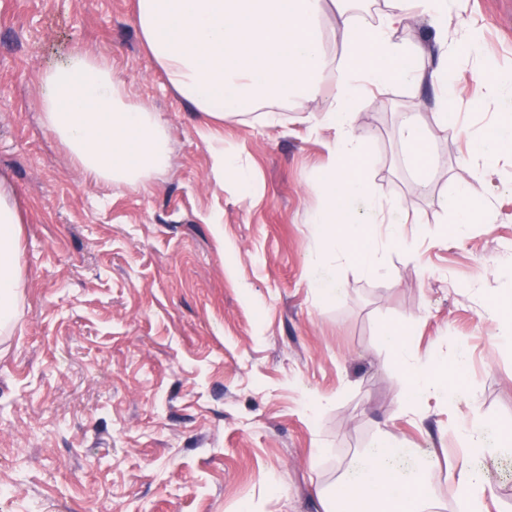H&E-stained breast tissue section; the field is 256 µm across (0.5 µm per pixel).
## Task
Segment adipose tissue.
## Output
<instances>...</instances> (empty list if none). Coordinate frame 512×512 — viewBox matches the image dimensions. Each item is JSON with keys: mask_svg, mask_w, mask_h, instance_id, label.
Returning a JSON list of instances; mask_svg holds the SVG:
<instances>
[{"mask_svg": "<svg viewBox=\"0 0 512 512\" xmlns=\"http://www.w3.org/2000/svg\"><path fill=\"white\" fill-rule=\"evenodd\" d=\"M334 2L336 25L323 24L327 2ZM367 0H137L134 22L155 64L172 89L197 112L205 128L223 125L258 101L317 99L331 70L340 79L335 98L316 114L317 123L334 129V161L315 189L321 204L312 222L316 235L341 252L358 254L365 270L379 269L380 240L374 229L385 225L396 238L399 225L387 221L364 173L370 165L366 135L357 123L358 103L367 90L385 91L393 82L436 89L439 126L452 122L457 85L449 58L466 57L479 45L480 33L448 23L452 0H385L376 22H368ZM426 18L430 39L408 45L399 37L406 24ZM338 45L330 54L329 45ZM41 109L45 128L72 160L95 179L125 185L144 183L169 165L165 121L148 105L134 101L102 58L74 53L42 77ZM512 150V116L471 142L477 173L499 154ZM21 204L10 181L0 176V333L16 318L23 288L20 239ZM396 325L383 332L397 362L405 368L410 392L401 409L411 413L419 396L462 398L459 383L436 375L435 355L420 358L403 343ZM464 463L453 474L456 498L465 512H488L493 488L472 458L512 452V441L488 444L474 423L459 427ZM388 436L360 456L354 475L340 485L337 506L323 512H373L388 502L394 512H434L435 474L429 462L415 461L408 471Z\"/></svg>", "mask_w": 512, "mask_h": 512, "instance_id": "adipose-tissue-1", "label": "adipose tissue"}]
</instances>
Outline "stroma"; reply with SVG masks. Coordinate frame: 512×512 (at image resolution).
Masks as SVG:
<instances>
[{
	"mask_svg": "<svg viewBox=\"0 0 512 512\" xmlns=\"http://www.w3.org/2000/svg\"><path fill=\"white\" fill-rule=\"evenodd\" d=\"M136 0H0V174L24 208L23 294L0 335V512H320L319 496L387 431L431 455L440 512H460L449 469L458 428L512 433V346L483 313L512 293V153L474 179L467 144L506 112L472 100L487 63L512 71V10L460 0L453 24L481 40L454 62L459 126L436 124L435 94L392 83L366 94L358 123L385 212L403 215L381 270L315 240L314 187L333 130L317 100L264 102L225 119L224 145L254 180V201L211 170L210 140L166 85L134 25ZM108 60L131 98L166 123L167 170L107 184L76 166L41 119V78L73 52ZM428 126L435 179L421 187L401 114ZM281 115L278 124L262 121ZM470 186L490 223L452 235L453 198ZM319 268L336 300L319 298ZM406 327L421 356L454 367L467 396H432L403 414L406 385L383 340ZM489 512H512V456L483 461Z\"/></svg>",
	"mask_w": 512,
	"mask_h": 512,
	"instance_id": "obj_1",
	"label": "stroma"
}]
</instances>
